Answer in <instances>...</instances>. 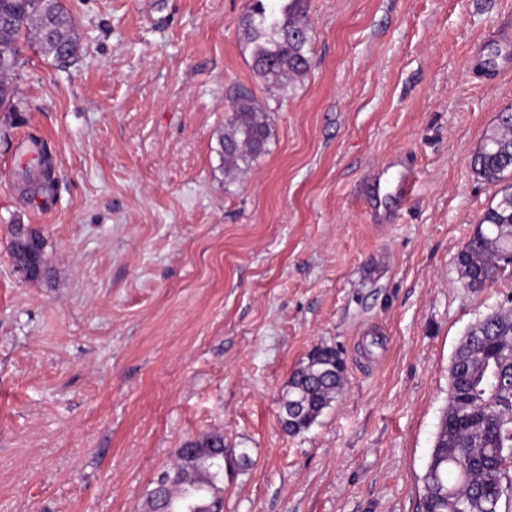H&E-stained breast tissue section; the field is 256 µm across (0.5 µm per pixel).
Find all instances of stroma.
Segmentation results:
<instances>
[{
  "label": "stroma",
  "mask_w": 512,
  "mask_h": 512,
  "mask_svg": "<svg viewBox=\"0 0 512 512\" xmlns=\"http://www.w3.org/2000/svg\"><path fill=\"white\" fill-rule=\"evenodd\" d=\"M63 4L79 59L25 48L0 112V512H143L212 431L250 458L224 512H418L450 359L512 301V269L472 291L455 263L498 200L471 160L512 108V0H308L314 65L276 96L250 0ZM237 85L272 135L230 182ZM34 140L48 193L18 163ZM398 154L414 191L378 224L368 181ZM15 224L46 239L39 280ZM323 345L344 391L290 435L285 385ZM12 256L18 271L30 280H37L45 269V239L36 229L15 224L11 227Z\"/></svg>",
  "instance_id": "1"
}]
</instances>
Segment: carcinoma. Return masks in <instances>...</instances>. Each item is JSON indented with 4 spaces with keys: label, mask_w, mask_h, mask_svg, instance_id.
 Listing matches in <instances>:
<instances>
[{
    "label": "carcinoma",
    "mask_w": 512,
    "mask_h": 512,
    "mask_svg": "<svg viewBox=\"0 0 512 512\" xmlns=\"http://www.w3.org/2000/svg\"><path fill=\"white\" fill-rule=\"evenodd\" d=\"M254 44L252 64L274 95L288 79L312 68L307 0H252L245 20ZM57 64L76 61L82 47L76 22L60 0H0V111H15L16 69L24 46ZM224 127V170L258 155L270 135L269 115L251 92L231 97ZM485 182L501 185L498 201L483 212L457 255L468 288L494 282L512 256V112H502L494 131L473 155ZM15 267L34 281L45 269V239L25 224L11 227ZM345 361L328 346L312 350L288 379L282 422L291 433L308 430L342 392ZM512 458V308L491 312L465 334L448 367V404L421 477L420 512H501ZM246 452L227 450L211 432L177 451L172 471L148 491L144 512H223L224 465H244Z\"/></svg>",
    "instance_id": "1"
}]
</instances>
